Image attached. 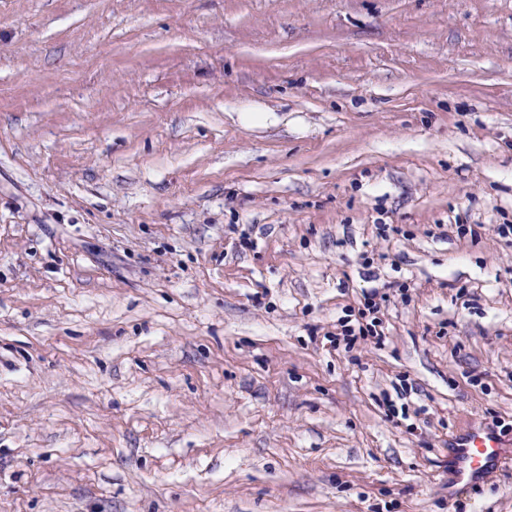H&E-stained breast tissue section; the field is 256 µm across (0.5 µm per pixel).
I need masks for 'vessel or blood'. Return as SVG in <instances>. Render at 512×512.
Listing matches in <instances>:
<instances>
[{
  "label": "vessel or blood",
  "mask_w": 512,
  "mask_h": 512,
  "mask_svg": "<svg viewBox=\"0 0 512 512\" xmlns=\"http://www.w3.org/2000/svg\"><path fill=\"white\" fill-rule=\"evenodd\" d=\"M451 466L448 473L452 485L468 487L487 481L512 463L498 436L484 427L467 429L449 450Z\"/></svg>",
  "instance_id": "obj_1"
}]
</instances>
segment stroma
Masks as SVG:
<instances>
[{
	"label": "stroma",
	"instance_id": "stroma-1",
	"mask_svg": "<svg viewBox=\"0 0 512 512\" xmlns=\"http://www.w3.org/2000/svg\"><path fill=\"white\" fill-rule=\"evenodd\" d=\"M501 224L512 0H0V512H512ZM379 296V292L374 290L371 293L367 294L364 303V310H360L359 316L360 319H356V325L347 324L342 325V335L344 336V340L347 341V345H353L357 342L358 339H364L367 336L375 337L377 340V344L383 343L384 334L382 331H377V322L376 317H372L370 320L367 318L368 315L374 314L377 312L379 306L375 301V298ZM361 320V321H360ZM365 320V324L363 323ZM370 321V322H368ZM448 451L451 456L448 478L455 486L485 482L506 465H512V457L506 453L498 436L484 427L467 429Z\"/></svg>",
	"mask_w": 512,
	"mask_h": 512
}]
</instances>
